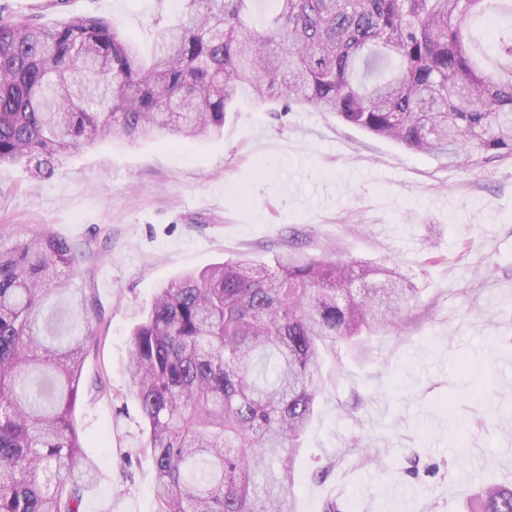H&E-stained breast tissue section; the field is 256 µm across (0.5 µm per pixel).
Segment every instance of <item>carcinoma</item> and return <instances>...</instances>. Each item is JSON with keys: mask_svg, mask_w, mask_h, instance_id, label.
Here are the masks:
<instances>
[{"mask_svg": "<svg viewBox=\"0 0 512 512\" xmlns=\"http://www.w3.org/2000/svg\"><path fill=\"white\" fill-rule=\"evenodd\" d=\"M178 0L150 54L115 24L0 20V165L40 177L107 138L219 136L244 100L333 112L454 164L512 156V6L489 0ZM494 42L487 65L471 23ZM101 250L50 230L0 247V512H82L96 464L74 419L93 325L58 336L47 303ZM381 276V288H357ZM420 289L397 266L238 257L159 288L125 369L155 469L154 512H293L319 352L397 327ZM467 512H512V488Z\"/></svg>", "mask_w": 512, "mask_h": 512, "instance_id": "obj_1", "label": "carcinoma"}]
</instances>
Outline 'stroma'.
I'll list each match as a JSON object with an SVG mask.
<instances>
[{
	"label": "stroma",
	"instance_id": "stroma-1",
	"mask_svg": "<svg viewBox=\"0 0 512 512\" xmlns=\"http://www.w3.org/2000/svg\"><path fill=\"white\" fill-rule=\"evenodd\" d=\"M175 0H0V16L52 24L103 18L152 41ZM105 248L69 288L91 290L105 324L83 367L75 417L97 482L85 512H154V464L126 382L130 333L157 288L289 242L310 257L397 263L416 308L367 351L321 352L325 388L298 457L295 512H465L481 485H512V157L428 155L314 108L229 113L217 138H115L65 157L50 178L0 166V245L42 229ZM110 379L111 398L97 394ZM379 452L360 466L352 441ZM419 459L432 474L411 476Z\"/></svg>",
	"mask_w": 512,
	"mask_h": 512
}]
</instances>
